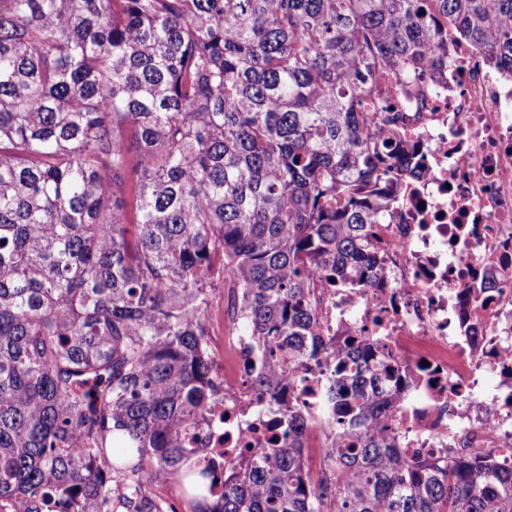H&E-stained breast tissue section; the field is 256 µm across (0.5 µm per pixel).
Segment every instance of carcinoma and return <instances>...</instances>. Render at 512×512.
Wrapping results in <instances>:
<instances>
[{"mask_svg":"<svg viewBox=\"0 0 512 512\" xmlns=\"http://www.w3.org/2000/svg\"><path fill=\"white\" fill-rule=\"evenodd\" d=\"M450 31L512 73V0H0V512H178L173 485L187 512H512L511 467L399 446L369 342L322 340L315 302L380 270L415 174L388 93ZM216 273L288 433L227 473ZM302 372L349 409L323 486L275 393Z\"/></svg>","mask_w":512,"mask_h":512,"instance_id":"1","label":"carcinoma"}]
</instances>
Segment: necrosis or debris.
I'll return each mask as SVG.
<instances>
[{
  "label": "necrosis or debris",
  "instance_id": "4bbe7bcc",
  "mask_svg": "<svg viewBox=\"0 0 512 512\" xmlns=\"http://www.w3.org/2000/svg\"><path fill=\"white\" fill-rule=\"evenodd\" d=\"M424 102L410 90L395 97L417 152L414 178L399 185L400 210L376 225L382 274L362 288H336L321 301L323 335L371 342L364 356L391 368L402 399L387 423L402 447L432 458L512 464V75L489 66L465 38L448 36L442 85L431 70ZM227 359H214L224 401L208 419L202 443L225 462L243 463L248 449L267 447L280 432L268 396L252 385L250 338L235 329L224 305ZM298 398L309 423L303 434L308 476L332 481L320 382L280 387Z\"/></svg>",
  "mask_w": 512,
  "mask_h": 512
}]
</instances>
